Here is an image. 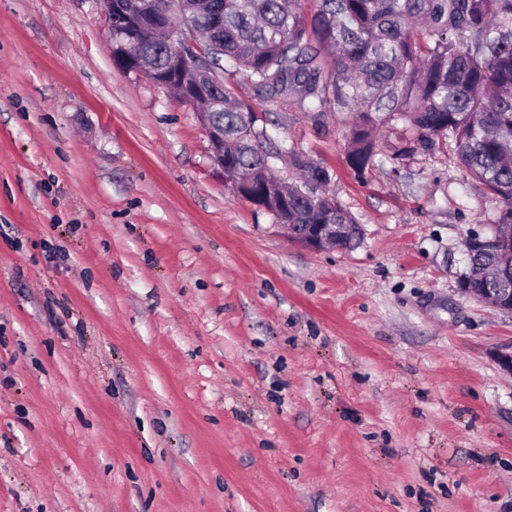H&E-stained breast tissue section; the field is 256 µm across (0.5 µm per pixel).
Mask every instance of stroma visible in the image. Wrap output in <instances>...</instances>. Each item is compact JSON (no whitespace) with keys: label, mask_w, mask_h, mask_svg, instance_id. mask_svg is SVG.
Segmentation results:
<instances>
[{"label":"stroma","mask_w":512,"mask_h":512,"mask_svg":"<svg viewBox=\"0 0 512 512\" xmlns=\"http://www.w3.org/2000/svg\"><path fill=\"white\" fill-rule=\"evenodd\" d=\"M234 82L358 245L233 195L94 0H0V512H512V313L458 291L493 203Z\"/></svg>","instance_id":"35a3bbf8"}]
</instances>
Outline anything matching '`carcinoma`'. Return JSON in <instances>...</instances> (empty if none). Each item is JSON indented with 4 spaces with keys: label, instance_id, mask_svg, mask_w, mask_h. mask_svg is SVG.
<instances>
[{
    "label": "carcinoma",
    "instance_id": "obj_1",
    "mask_svg": "<svg viewBox=\"0 0 512 512\" xmlns=\"http://www.w3.org/2000/svg\"><path fill=\"white\" fill-rule=\"evenodd\" d=\"M112 12L135 13L112 41L117 65L144 63L170 82L177 46L154 35L174 17L208 30V62L225 61L271 98L293 96L303 111L354 115L346 163L359 177L378 167L377 130L393 141L391 159L439 144L495 203L492 224L512 225V0H319L307 17L304 0H112ZM137 44L136 57L122 61ZM208 111L224 122V157L245 196L288 191L277 224H349L348 247L362 238L357 218L328 185L329 170L295 146L275 145L253 109L223 81L208 94ZM288 158L299 180L272 173ZM512 261V243L469 262L473 274Z\"/></svg>",
    "mask_w": 512,
    "mask_h": 512
}]
</instances>
